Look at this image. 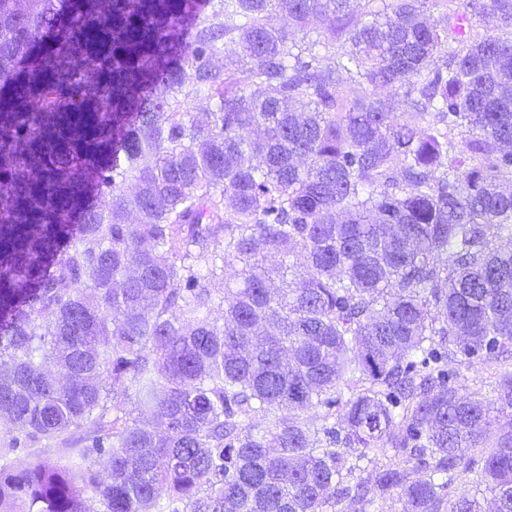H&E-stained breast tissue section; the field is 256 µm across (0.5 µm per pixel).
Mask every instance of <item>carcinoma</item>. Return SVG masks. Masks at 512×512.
I'll list each match as a JSON object with an SVG mask.
<instances>
[{"instance_id":"carcinoma-1","label":"carcinoma","mask_w":512,"mask_h":512,"mask_svg":"<svg viewBox=\"0 0 512 512\" xmlns=\"http://www.w3.org/2000/svg\"><path fill=\"white\" fill-rule=\"evenodd\" d=\"M351 2L209 0L186 47L194 0H0V91L36 99L0 111V422L87 442L0 468V512H512V418L487 445L445 370L512 352V0ZM339 444L413 465L352 485ZM480 448H474L471 451H468L464 463L459 468V472L457 473L455 480L451 486V499H455L459 495L462 494H473L475 492V487L472 483V476L469 472V468L473 465V461H479L481 458ZM471 478V480H470Z\"/></svg>"}]
</instances>
